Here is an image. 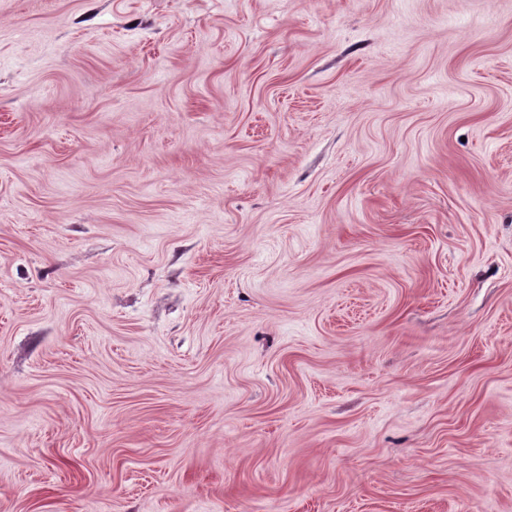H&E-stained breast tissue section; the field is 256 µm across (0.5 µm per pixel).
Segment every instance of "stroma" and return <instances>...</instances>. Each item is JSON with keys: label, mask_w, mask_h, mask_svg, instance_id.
Returning <instances> with one entry per match:
<instances>
[{"label": "stroma", "mask_w": 512, "mask_h": 512, "mask_svg": "<svg viewBox=\"0 0 512 512\" xmlns=\"http://www.w3.org/2000/svg\"><path fill=\"white\" fill-rule=\"evenodd\" d=\"M0 512H512V0H0Z\"/></svg>", "instance_id": "35a3bbf8"}]
</instances>
